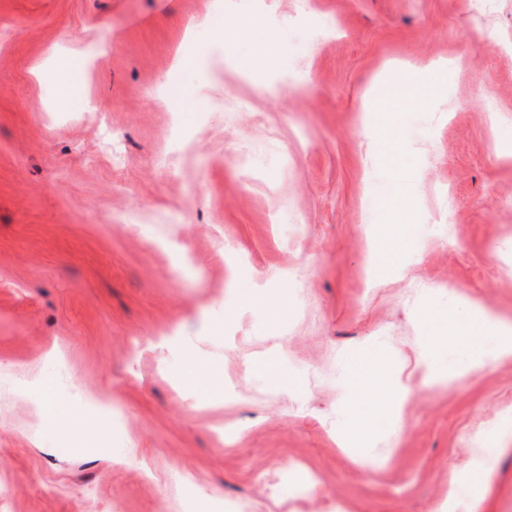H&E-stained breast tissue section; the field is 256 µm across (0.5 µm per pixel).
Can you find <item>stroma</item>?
Instances as JSON below:
<instances>
[{"label": "stroma", "mask_w": 512, "mask_h": 512, "mask_svg": "<svg viewBox=\"0 0 512 512\" xmlns=\"http://www.w3.org/2000/svg\"><path fill=\"white\" fill-rule=\"evenodd\" d=\"M216 14L265 28L228 48ZM436 62L399 113L413 221L370 281L396 175L368 117ZM510 133L512 0H0V512H512V358L423 367L449 297L512 328ZM369 346L410 394L357 435ZM487 446L476 509L452 489ZM407 69L416 72L419 70L418 72L422 73V77L415 78L416 73L409 74L407 78L401 79L393 88V93L396 98L412 102H421L427 98L428 94L434 89L438 77L448 71V67L443 63L427 65L418 69L407 67Z\"/></svg>", "instance_id": "stroma-1"}]
</instances>
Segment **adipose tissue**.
Masks as SVG:
<instances>
[{
  "label": "adipose tissue",
  "instance_id": "ef3b65f1",
  "mask_svg": "<svg viewBox=\"0 0 512 512\" xmlns=\"http://www.w3.org/2000/svg\"><path fill=\"white\" fill-rule=\"evenodd\" d=\"M371 132L381 144L379 155L383 162L399 172L396 181L381 195L378 204L392 223H409L406 177L400 172V129L385 102L375 104ZM429 319L436 331L437 351H444L459 343L465 347L467 364L456 370V377H463L467 371L487 368L501 359L512 357V329L502 327L482 310L465 311L453 320L449 319L447 313L437 311L430 313ZM348 382L355 395L352 426L360 434L382 427L386 417L393 409L401 408L408 396L405 386L387 383L385 364L381 358L370 354L352 360Z\"/></svg>",
  "mask_w": 512,
  "mask_h": 512
}]
</instances>
